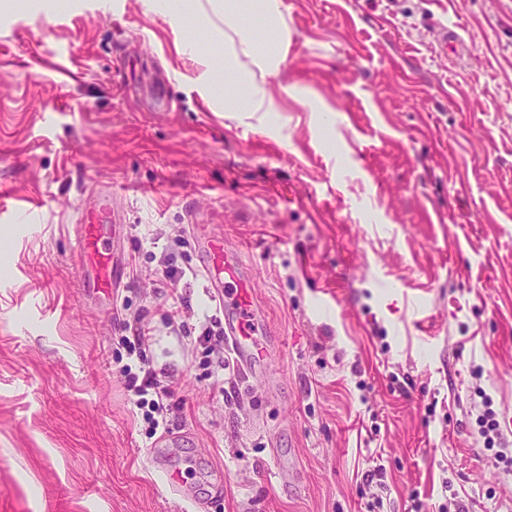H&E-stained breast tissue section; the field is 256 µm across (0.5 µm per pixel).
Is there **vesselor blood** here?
Segmentation results:
<instances>
[{
	"mask_svg": "<svg viewBox=\"0 0 512 512\" xmlns=\"http://www.w3.org/2000/svg\"><path fill=\"white\" fill-rule=\"evenodd\" d=\"M111 212L100 207H92L81 213L75 226V241L81 258L90 261L96 269V277L91 284L92 291L111 294L112 254L103 232V224L110 220ZM204 265L201 273L206 287L220 306L234 304L233 313L224 318V343L230 349L236 369L249 373L262 368L270 355L267 344L254 336L249 319L253 313L250 295L251 277L243 268L237 255L228 253L221 241H208L203 250ZM232 285V295H224V285Z\"/></svg>",
	"mask_w": 512,
	"mask_h": 512,
	"instance_id": "1",
	"label": "vessel or blood"
}]
</instances>
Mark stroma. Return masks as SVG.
<instances>
[{"label":"stroma","instance_id":"35a3bbf8","mask_svg":"<svg viewBox=\"0 0 512 512\" xmlns=\"http://www.w3.org/2000/svg\"><path fill=\"white\" fill-rule=\"evenodd\" d=\"M55 2L0 9V512H512V0H282L264 127L204 98L175 0ZM103 198L108 303L73 247ZM208 239L272 346L245 380L199 340ZM140 372L143 373V376L139 381V375L132 374L129 376L128 380V388L134 391L135 395L138 397L135 400V405L141 409L144 407H151V409L156 410L158 413H163V403L160 405L159 401H155V399L148 400L146 398L147 395L150 394V391L158 397H171L173 394V390L168 388V386H164L157 379L155 373L150 369H140Z\"/></svg>","mask_w":512,"mask_h":512}]
</instances>
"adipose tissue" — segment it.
Wrapping results in <instances>:
<instances>
[{"instance_id": "adipose-tissue-1", "label": "adipose tissue", "mask_w": 512, "mask_h": 512, "mask_svg": "<svg viewBox=\"0 0 512 512\" xmlns=\"http://www.w3.org/2000/svg\"><path fill=\"white\" fill-rule=\"evenodd\" d=\"M180 9L224 31L222 57H202L198 63L208 81L216 72L229 73L225 111L243 112L266 124L275 110L266 83L281 78L288 52L281 0H181Z\"/></svg>"}]
</instances>
